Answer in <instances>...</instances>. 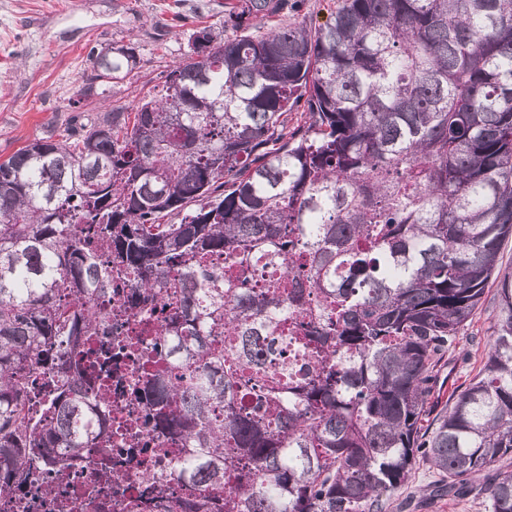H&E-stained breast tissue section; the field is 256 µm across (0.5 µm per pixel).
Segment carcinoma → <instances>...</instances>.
<instances>
[{
  "label": "carcinoma",
  "mask_w": 512,
  "mask_h": 512,
  "mask_svg": "<svg viewBox=\"0 0 512 512\" xmlns=\"http://www.w3.org/2000/svg\"><path fill=\"white\" fill-rule=\"evenodd\" d=\"M285 2L226 0L154 96L0 163L1 504L96 443L112 341L85 343L95 297L128 288L163 322L164 351L117 347L185 448L173 477L224 486L186 512H388L420 463L432 496L495 469L477 494L512 512V0L272 23ZM139 63L133 42L92 52L81 95ZM493 278L486 358L432 419Z\"/></svg>",
  "instance_id": "carcinoma-1"
}]
</instances>
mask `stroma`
<instances>
[{
	"label": "stroma",
	"instance_id": "35a3bbf8",
	"mask_svg": "<svg viewBox=\"0 0 512 512\" xmlns=\"http://www.w3.org/2000/svg\"><path fill=\"white\" fill-rule=\"evenodd\" d=\"M220 24L224 0H0V162L34 138L62 133L72 103L134 106L162 86L163 73L188 51L186 18ZM139 44L133 77L104 95L80 100L91 71L90 50L120 41ZM491 301H484L453 353L455 385L479 371L491 334ZM436 475L417 466L411 482L394 495L391 512H489L484 499L432 497Z\"/></svg>",
	"mask_w": 512,
	"mask_h": 512
}]
</instances>
